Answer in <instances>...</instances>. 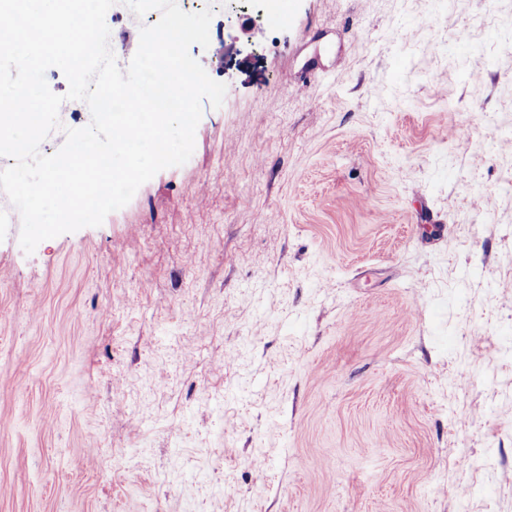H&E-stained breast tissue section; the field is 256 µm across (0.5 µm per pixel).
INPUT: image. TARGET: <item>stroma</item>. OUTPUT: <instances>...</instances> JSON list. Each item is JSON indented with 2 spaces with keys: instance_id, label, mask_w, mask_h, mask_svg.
Wrapping results in <instances>:
<instances>
[{
  "instance_id": "35a3bbf8",
  "label": "stroma",
  "mask_w": 512,
  "mask_h": 512,
  "mask_svg": "<svg viewBox=\"0 0 512 512\" xmlns=\"http://www.w3.org/2000/svg\"><path fill=\"white\" fill-rule=\"evenodd\" d=\"M176 2L189 160L30 254L0 190V512H512V0Z\"/></svg>"
}]
</instances>
